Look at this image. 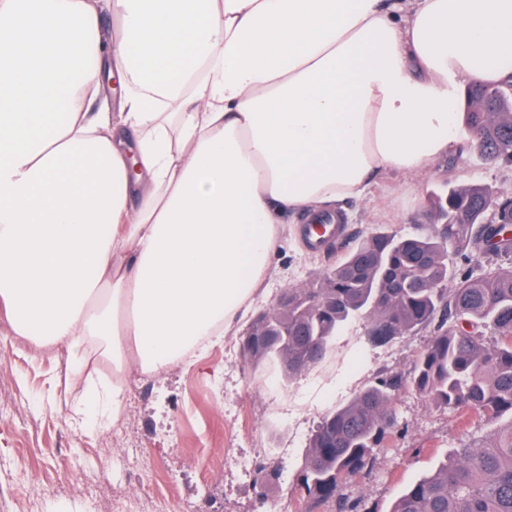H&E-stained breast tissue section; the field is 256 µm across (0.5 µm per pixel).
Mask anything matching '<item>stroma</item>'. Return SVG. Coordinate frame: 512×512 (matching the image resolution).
<instances>
[{"label":"stroma","mask_w":512,"mask_h":512,"mask_svg":"<svg viewBox=\"0 0 512 512\" xmlns=\"http://www.w3.org/2000/svg\"><path fill=\"white\" fill-rule=\"evenodd\" d=\"M451 182L512 193V165L469 149L417 178L387 174L366 197L344 203L347 237L417 233L428 197ZM335 261V250L311 251L298 224L286 225L252 314ZM369 325L363 316L343 324L325 359L287 383L244 363L240 335L231 333L197 365L130 372L122 420L90 418L77 428L69 405L92 402L91 393L62 378L52 356H32L0 311V512H337L342 497L357 512H390L407 485L512 416L459 418L401 388L396 421L370 465L338 495L307 494L301 479L322 417L387 375L406 373L431 337L423 329L375 346Z\"/></svg>","instance_id":"1"}]
</instances>
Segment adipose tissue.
Here are the masks:
<instances>
[{"label":"adipose tissue","instance_id":"obj_1","mask_svg":"<svg viewBox=\"0 0 512 512\" xmlns=\"http://www.w3.org/2000/svg\"><path fill=\"white\" fill-rule=\"evenodd\" d=\"M510 83L512 0H0V302L66 376L110 359L120 419L130 363L243 320L290 215L463 151L468 87Z\"/></svg>","mask_w":512,"mask_h":512}]
</instances>
